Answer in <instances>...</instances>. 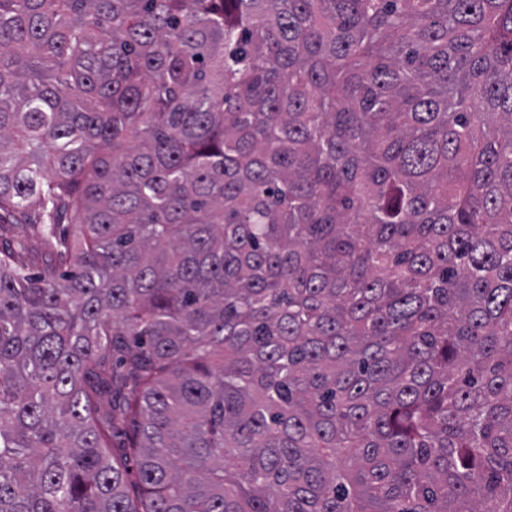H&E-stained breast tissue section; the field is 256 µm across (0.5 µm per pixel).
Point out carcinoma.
<instances>
[{"mask_svg": "<svg viewBox=\"0 0 512 512\" xmlns=\"http://www.w3.org/2000/svg\"><path fill=\"white\" fill-rule=\"evenodd\" d=\"M20 222L0 512H512V0H0ZM19 242L23 248L18 253L33 270L41 267L57 245L55 239L44 236L40 224H4L0 231V249L17 248Z\"/></svg>", "mask_w": 512, "mask_h": 512, "instance_id": "cac0c4a2", "label": "carcinoma"}]
</instances>
